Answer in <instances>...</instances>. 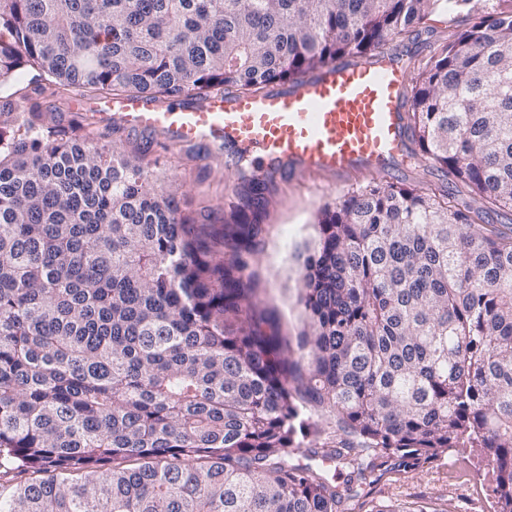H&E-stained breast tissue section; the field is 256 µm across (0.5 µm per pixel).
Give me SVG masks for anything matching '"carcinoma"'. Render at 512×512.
Returning <instances> with one entry per match:
<instances>
[{
  "label": "carcinoma",
  "instance_id": "obj_1",
  "mask_svg": "<svg viewBox=\"0 0 512 512\" xmlns=\"http://www.w3.org/2000/svg\"><path fill=\"white\" fill-rule=\"evenodd\" d=\"M469 0H0V512H340L361 479L453 448L512 512V234L460 193L381 178L317 217L303 327L254 303L269 198L221 235L56 102L257 94L373 58ZM421 155L512 211V12L411 78ZM342 436L311 443L308 413ZM26 474L42 478L27 480Z\"/></svg>",
  "mask_w": 512,
  "mask_h": 512
}]
</instances>
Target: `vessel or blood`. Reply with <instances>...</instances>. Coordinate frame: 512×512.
I'll return each mask as SVG.
<instances>
[{
    "mask_svg": "<svg viewBox=\"0 0 512 512\" xmlns=\"http://www.w3.org/2000/svg\"><path fill=\"white\" fill-rule=\"evenodd\" d=\"M408 62L339 61L254 95L218 93L198 103L143 96L99 104L95 120L163 135L175 145L226 147L250 156L262 177L307 173L328 183L373 175L407 155Z\"/></svg>",
    "mask_w": 512,
    "mask_h": 512,
    "instance_id": "vessel-or-blood-1",
    "label": "vessel or blood"
}]
</instances>
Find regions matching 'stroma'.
Listing matches in <instances>:
<instances>
[{"label": "stroma", "mask_w": 512, "mask_h": 512, "mask_svg": "<svg viewBox=\"0 0 512 512\" xmlns=\"http://www.w3.org/2000/svg\"><path fill=\"white\" fill-rule=\"evenodd\" d=\"M497 9L512 10V0H470L455 13H433L412 33L393 40L387 52L421 62L430 58L451 35L467 29L476 18ZM105 142L127 154L159 159V179L176 194L181 209L202 224H223L233 206L243 202L250 180L248 166L225 169L223 160L200 145L170 147L160 136L132 133L97 123ZM388 180L425 191L454 189L447 170L431 162H406L388 173ZM368 176L356 174L328 185L306 174L278 178L268 185L271 203L259 217L262 226L254 266L260 274L256 299L274 310L282 335L299 332L301 311L296 304L297 253L316 234L314 222L325 206L365 186ZM495 474L478 449L463 448L416 471L387 472L373 483L361 485L358 497L348 500L346 512H375L381 505L402 507L404 512H490Z\"/></svg>", "instance_id": "35a3bbf8"}]
</instances>
